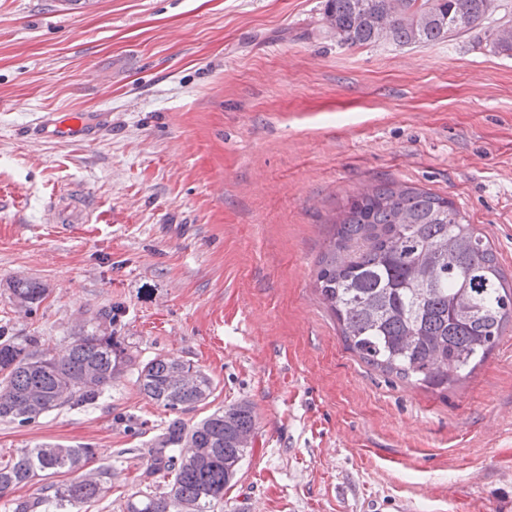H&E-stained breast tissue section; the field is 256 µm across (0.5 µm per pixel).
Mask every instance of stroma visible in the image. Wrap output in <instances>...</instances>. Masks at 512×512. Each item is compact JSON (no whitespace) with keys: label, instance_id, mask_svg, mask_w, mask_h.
<instances>
[{"label":"stroma","instance_id":"stroma-1","mask_svg":"<svg viewBox=\"0 0 512 512\" xmlns=\"http://www.w3.org/2000/svg\"><path fill=\"white\" fill-rule=\"evenodd\" d=\"M429 46L337 44L323 0H0V327L61 349L111 307L116 338L213 379L194 423L249 403L253 448L215 512H512V328L437 391L347 349L318 261L342 202L396 181L451 199L512 280V55L485 29ZM83 113L95 141L38 138ZM70 191L90 213L54 224ZM46 290L36 310L15 279ZM171 414L136 374L18 426L0 464L41 442L89 445L123 512ZM12 300L21 308L33 310L44 299L45 288L36 281L17 279L10 288Z\"/></svg>","mask_w":512,"mask_h":512}]
</instances>
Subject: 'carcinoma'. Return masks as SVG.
Here are the masks:
<instances>
[{"instance_id":"cac0c4a2","label":"carcinoma","mask_w":512,"mask_h":512,"mask_svg":"<svg viewBox=\"0 0 512 512\" xmlns=\"http://www.w3.org/2000/svg\"><path fill=\"white\" fill-rule=\"evenodd\" d=\"M494 0H325L324 26L346 46L430 45L476 30ZM512 53V26L488 34ZM321 260L316 289L338 322L348 350L367 365L413 385L446 389L450 371L469 376L512 324V285L493 246L453 201L397 182L372 185L342 205ZM12 300L32 310L44 299L36 281L17 279ZM110 310L87 319L59 357L36 339L0 331V421L26 426L65 405L90 404L115 375L136 370L140 391L175 413L149 449L148 481L124 512H214L252 442L247 403L217 409L189 425L178 414L204 403L212 378L179 359L147 361L112 336ZM87 446L42 443L0 464V495L37 476L78 471ZM104 493L100 475L44 487L14 512H71Z\"/></svg>"}]
</instances>
